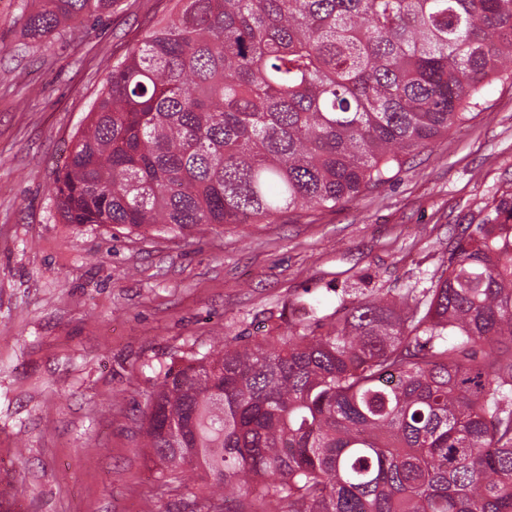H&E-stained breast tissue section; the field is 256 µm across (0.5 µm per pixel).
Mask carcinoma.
<instances>
[{"mask_svg": "<svg viewBox=\"0 0 512 512\" xmlns=\"http://www.w3.org/2000/svg\"><path fill=\"white\" fill-rule=\"evenodd\" d=\"M116 60L54 191L61 220L184 234L389 182L512 60V0H174ZM112 0H23L46 44ZM414 291L226 336L140 410L191 512H512V202Z\"/></svg>", "mask_w": 512, "mask_h": 512, "instance_id": "carcinoma-1", "label": "carcinoma"}]
</instances>
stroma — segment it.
<instances>
[{
  "mask_svg": "<svg viewBox=\"0 0 512 512\" xmlns=\"http://www.w3.org/2000/svg\"><path fill=\"white\" fill-rule=\"evenodd\" d=\"M0 0V512H183L135 418L156 366L280 314L333 318L356 293L432 287L455 228L512 197V69L470 118L336 209L136 236L62 223L57 172L116 56L172 0H115L45 47Z\"/></svg>",
  "mask_w": 512,
  "mask_h": 512,
  "instance_id": "obj_1",
  "label": "stroma"
}]
</instances>
